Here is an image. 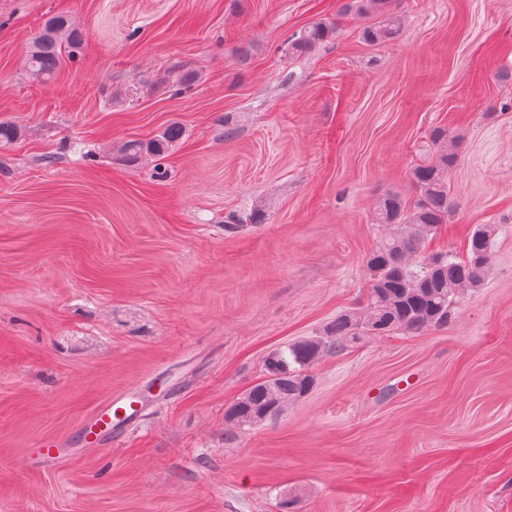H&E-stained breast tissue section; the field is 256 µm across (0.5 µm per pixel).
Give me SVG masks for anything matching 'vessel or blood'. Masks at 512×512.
Segmentation results:
<instances>
[{
    "label": "vessel or blood",
    "mask_w": 512,
    "mask_h": 512,
    "mask_svg": "<svg viewBox=\"0 0 512 512\" xmlns=\"http://www.w3.org/2000/svg\"><path fill=\"white\" fill-rule=\"evenodd\" d=\"M146 406L134 394L123 392L100 404L77 431L76 438H49L43 440L30 460L33 467H45L63 457L72 443L87 448L111 447L117 437L131 430L140 421Z\"/></svg>",
    "instance_id": "b4317fda"
}]
</instances>
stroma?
<instances>
[{"instance_id": "35a3bbf8", "label": "stroma", "mask_w": 512, "mask_h": 512, "mask_svg": "<svg viewBox=\"0 0 512 512\" xmlns=\"http://www.w3.org/2000/svg\"><path fill=\"white\" fill-rule=\"evenodd\" d=\"M0 0V512H512V0ZM58 13L86 34L24 70ZM177 122L164 157L117 147ZM462 133L433 246L498 225L447 327L366 336L281 417L224 439L267 354L363 303L377 201L413 199L434 128ZM108 449L26 458L119 392ZM392 0H352L339 16L367 21L361 35L369 44H382L400 35L402 18ZM83 42L84 34L70 17L58 14L48 18L26 55L29 77L40 82L51 79L62 68L65 57H72ZM326 19H320L305 27L288 41V53L292 56L309 55L316 51L324 42L333 37L340 25Z\"/></svg>"}]
</instances>
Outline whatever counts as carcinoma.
<instances>
[{"instance_id":"1","label":"carcinoma","mask_w":512,"mask_h":512,"mask_svg":"<svg viewBox=\"0 0 512 512\" xmlns=\"http://www.w3.org/2000/svg\"><path fill=\"white\" fill-rule=\"evenodd\" d=\"M342 16L362 20L361 35L369 44H382L400 35L402 18L393 0H350ZM339 27L320 19L288 41V54L309 55L333 37ZM84 42V34L70 17L48 18L26 55L29 77L51 79ZM183 135L173 122L156 138L144 143L129 140L120 151L136 158L160 156ZM22 136L19 126L0 121V146ZM456 137L448 130L433 129L435 154L411 172L417 197L410 203L400 193L382 197L375 221L382 233L367 259L368 296L365 305L344 311L328 323L323 335L304 338L268 354L264 378L242 393L224 415V440L237 431L258 426L283 414L308 394L313 386L310 368L324 355L348 349L354 339L390 332L417 334L448 325L453 305L467 290L481 286L489 268L490 244L498 227L480 224L469 236L466 255L427 252V246L448 223V172L455 163Z\"/></svg>"}]
</instances>
